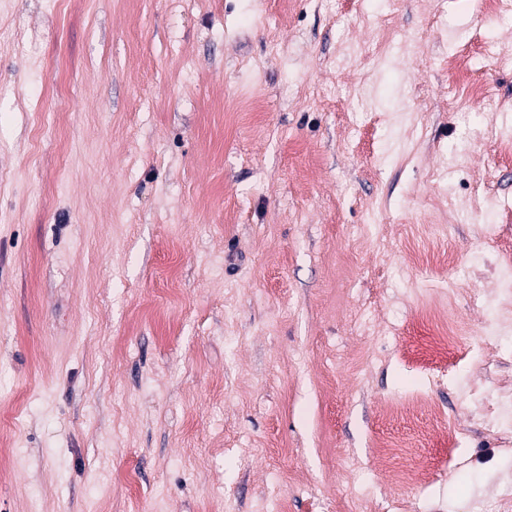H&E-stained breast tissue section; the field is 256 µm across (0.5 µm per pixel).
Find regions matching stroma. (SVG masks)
<instances>
[{"label": "stroma", "mask_w": 512, "mask_h": 512, "mask_svg": "<svg viewBox=\"0 0 512 512\" xmlns=\"http://www.w3.org/2000/svg\"><path fill=\"white\" fill-rule=\"evenodd\" d=\"M509 140L484 0H0V512H512Z\"/></svg>", "instance_id": "obj_1"}]
</instances>
